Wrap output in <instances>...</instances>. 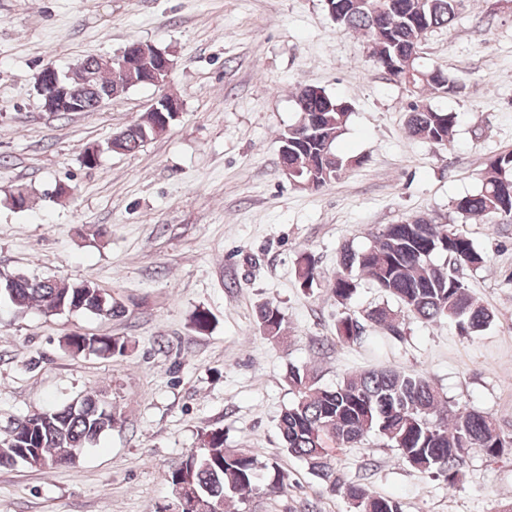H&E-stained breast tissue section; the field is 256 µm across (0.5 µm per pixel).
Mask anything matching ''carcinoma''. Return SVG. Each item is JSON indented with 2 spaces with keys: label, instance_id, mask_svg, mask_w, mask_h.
Instances as JSON below:
<instances>
[{
  "label": "carcinoma",
  "instance_id": "obj_1",
  "mask_svg": "<svg viewBox=\"0 0 512 512\" xmlns=\"http://www.w3.org/2000/svg\"><path fill=\"white\" fill-rule=\"evenodd\" d=\"M340 3L336 25L361 35L370 44V57L391 60L385 70L403 85L413 100L408 104L406 127L418 140L444 146L451 139L457 116L439 111L423 93L450 94L458 86L447 74L427 65L418 56L428 34L449 27L467 0H336ZM94 57H87L71 72L70 80L87 82L86 111L95 112L100 101L118 96L140 85L139 75L115 69L112 73L92 70ZM300 114L297 124L279 136L280 163L294 169L292 185L320 190L336 180L352 161L335 150L345 131L350 108L319 87H306L296 96ZM165 112H147L114 133L107 149L134 155L159 136L158 124ZM478 191L454 202L466 220L512 223V153L492 159L480 179ZM486 254L467 234L450 224H436L424 216L410 217L387 225L370 245H345L340 251L341 271L327 284V291L342 309L336 318V342L363 344L379 336L383 343L403 340L406 320L425 322L448 320L462 336L487 330L494 314L477 303L465 284L462 271L476 270L486 263ZM358 271L375 288L397 305L381 304L364 310L351 309L360 282ZM299 287L318 285L315 257L303 252L295 261ZM0 300L14 309L38 307L46 312H86L120 318L125 307L94 282L62 283L53 279L30 278L10 273L0 278ZM214 321L211 312L197 309L190 317L191 329L204 334ZM284 316L272 303L258 307L259 331L271 338L282 335ZM73 353L89 351L101 356L126 353L124 336L73 334L65 339ZM291 402L281 412L278 430L285 450L303 459L311 473L332 492L350 501L354 512H403L399 501L374 494L365 486L344 480L328 444L338 448L360 447L371 434L398 452L399 459L423 472L437 474L453 487L461 481L467 458L477 452L490 459L512 451V433L504 432L496 420L473 408L448 401L433 380L423 373L391 367L374 368L346 375L334 386H323L310 368L291 364L286 373ZM117 423L116 411L106 396L89 391L76 404L48 411L40 420L24 418L15 429L18 437L30 439L25 455L1 456L0 466L23 463L31 468L71 464L77 453L97 443ZM288 476L275 464L261 465L247 448L224 447V430L205 434V447L186 456L168 473V481L188 485L192 512H224L229 494L243 495L258 481L268 493L287 486Z\"/></svg>",
  "mask_w": 512,
  "mask_h": 512
}]
</instances>
